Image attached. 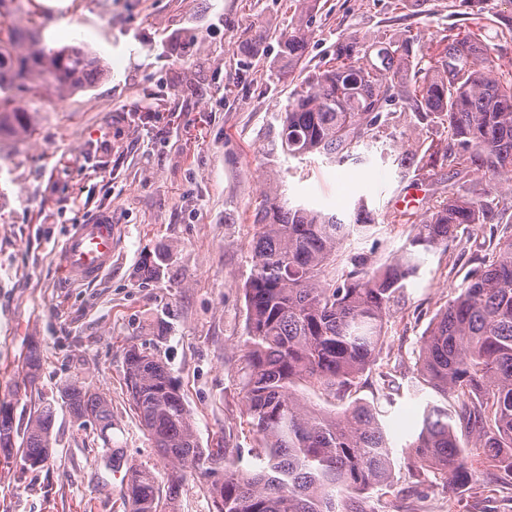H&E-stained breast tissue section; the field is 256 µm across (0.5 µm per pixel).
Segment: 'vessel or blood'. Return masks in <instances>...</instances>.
<instances>
[{"label": "vessel or blood", "mask_w": 512, "mask_h": 512, "mask_svg": "<svg viewBox=\"0 0 512 512\" xmlns=\"http://www.w3.org/2000/svg\"><path fill=\"white\" fill-rule=\"evenodd\" d=\"M119 235V225L113 224L106 213L90 223L76 225L59 252L60 269L82 282L98 280L112 265V250Z\"/></svg>", "instance_id": "b4317fda"}]
</instances>
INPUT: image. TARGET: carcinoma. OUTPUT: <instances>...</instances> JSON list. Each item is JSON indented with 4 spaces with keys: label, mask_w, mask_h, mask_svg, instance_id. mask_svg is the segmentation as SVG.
Here are the masks:
<instances>
[{
    "label": "carcinoma",
    "mask_w": 512,
    "mask_h": 512,
    "mask_svg": "<svg viewBox=\"0 0 512 512\" xmlns=\"http://www.w3.org/2000/svg\"><path fill=\"white\" fill-rule=\"evenodd\" d=\"M0 0V133L21 128L42 90L91 86L104 61L85 46L48 48L33 38L37 12L27 25L9 18ZM309 41L298 21L281 38L280 52L299 63ZM423 74L407 109L444 138L419 140L395 155L403 176L431 180L448 167L457 174L490 175L512 191V78L506 79L473 32L448 35L417 55L412 45L387 36L336 44L332 64L310 73L281 113L284 155L315 156L326 164L359 158L358 149L389 129L385 105L403 72ZM497 204L483 192L428 201L424 216L390 212L389 224L408 225L406 243L382 264L345 255L353 237L375 226L372 211L357 203L350 220L261 192L252 214V273L243 287L247 338L243 392L246 425L256 438L255 463L240 467L220 443L199 446L193 420L167 368L145 351L126 352L125 384L133 409L170 465L167 488L148 467L133 464L125 487L129 512H176L187 469L208 476L224 463L213 512H367L366 491L388 485L393 459L379 410L348 398L365 384L388 334L392 312L405 299L422 256L448 251L459 229L472 226L497 240L429 323L416 362L420 384L437 400L423 409L422 427L406 447L421 470L433 473L448 494L472 480L468 449L477 448L496 477L512 484V233L496 237ZM28 383L39 378L36 345L24 359ZM316 388L336 407L307 405L300 387ZM454 396L448 410V396ZM61 400L80 424L112 441L106 400L75 372ZM15 404L0 402V450L21 448V468L48 465L55 438V407L30 406L23 432L14 428Z\"/></svg>",
    "instance_id": "obj_1"
}]
</instances>
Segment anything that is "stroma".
I'll return each instance as SVG.
<instances>
[{"instance_id": "35a3bbf8", "label": "stroma", "mask_w": 512, "mask_h": 512, "mask_svg": "<svg viewBox=\"0 0 512 512\" xmlns=\"http://www.w3.org/2000/svg\"><path fill=\"white\" fill-rule=\"evenodd\" d=\"M47 46L85 45L109 72L84 91L47 89L30 114L32 133L0 134V401L27 380L23 358L36 344L43 369L32 397L56 399L76 368L108 401L112 445L125 461L166 482L168 465L139 422L125 385V352L142 347L179 385L201 447L226 448L251 463L255 438L244 423L247 337L243 286L252 271V212L278 188L291 204L349 219L358 201L378 218L351 249L384 263L407 229L389 224L398 196L420 201L480 186L512 224V196L490 177L411 182L394 144L418 131L394 105L390 139L361 147V161L330 165L285 157L280 113L309 72L331 61L338 41L387 34L423 46L479 32L502 70H512V0H36ZM305 16L310 44L290 65L279 38ZM110 212L122 234L112 268L92 283L65 279L56 262L75 225ZM459 234L448 252L425 258L409 296L393 312L375 373L359 396L381 404L393 458L389 487L368 493L370 512H512V487L488 464L461 499L403 448L418 429L431 389L415 391L420 340L451 293L490 257ZM154 261L160 274L141 282ZM399 391L383 401L388 383ZM48 468L22 470L0 452V512H128L91 427L57 406Z\"/></svg>"}]
</instances>
